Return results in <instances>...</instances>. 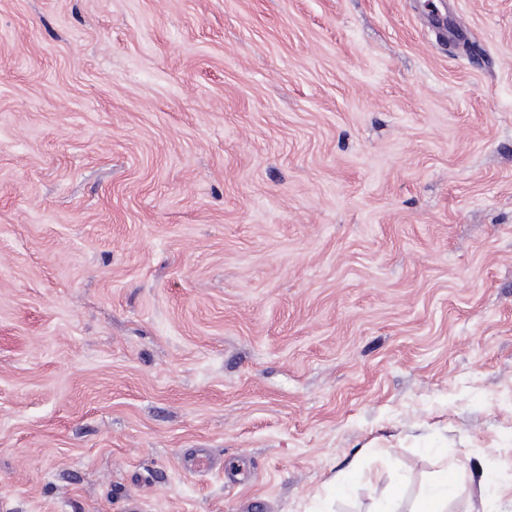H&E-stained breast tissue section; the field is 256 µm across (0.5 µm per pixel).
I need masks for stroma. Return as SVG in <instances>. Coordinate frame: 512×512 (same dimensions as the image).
I'll use <instances>...</instances> for the list:
<instances>
[{
    "mask_svg": "<svg viewBox=\"0 0 512 512\" xmlns=\"http://www.w3.org/2000/svg\"><path fill=\"white\" fill-rule=\"evenodd\" d=\"M446 472L512 512V0H0V512Z\"/></svg>",
    "mask_w": 512,
    "mask_h": 512,
    "instance_id": "1",
    "label": "stroma"
}]
</instances>
